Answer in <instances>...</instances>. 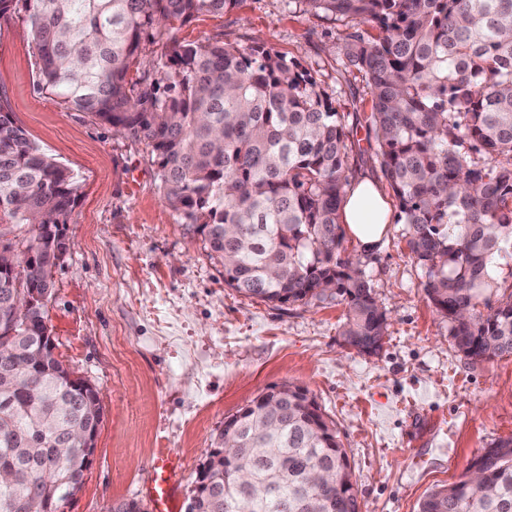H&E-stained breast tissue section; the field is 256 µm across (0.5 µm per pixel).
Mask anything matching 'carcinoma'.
<instances>
[{"label":"carcinoma","mask_w":512,"mask_h":512,"mask_svg":"<svg viewBox=\"0 0 512 512\" xmlns=\"http://www.w3.org/2000/svg\"><path fill=\"white\" fill-rule=\"evenodd\" d=\"M240 0H0L22 4L46 98L88 112L151 148L177 221L203 236L224 285L269 303L328 297L347 306L342 336L382 349L387 318L361 261L345 255L341 204L353 145L342 116L297 62L266 46L185 43L170 36L201 12ZM348 20L345 69L366 79L382 171L424 269L429 301L472 363L512 355V0H293ZM379 30L374 36L361 25ZM164 42L152 77L131 78L145 42ZM73 171L43 153L0 106V269L11 247L40 252L15 271L53 288L67 246L45 224H67ZM504 293L492 306L487 293ZM486 311H481L480 307ZM47 304L0 325V512H33L75 495L85 464L76 433L97 435V389L77 392L50 351L36 357ZM224 422L210 485L189 512H361L347 451L305 387L275 384ZM428 493L420 512H512V438Z\"/></svg>","instance_id":"1"}]
</instances>
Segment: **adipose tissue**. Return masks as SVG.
Returning <instances> with one entry per match:
<instances>
[{
	"label": "adipose tissue",
	"instance_id": "obj_1",
	"mask_svg": "<svg viewBox=\"0 0 512 512\" xmlns=\"http://www.w3.org/2000/svg\"><path fill=\"white\" fill-rule=\"evenodd\" d=\"M342 219L349 235L365 251L376 250L391 222V211L372 180L361 181L342 204Z\"/></svg>",
	"mask_w": 512,
	"mask_h": 512
}]
</instances>
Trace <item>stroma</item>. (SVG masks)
Listing matches in <instances>:
<instances>
[{
    "label": "stroma",
    "instance_id": "1",
    "mask_svg": "<svg viewBox=\"0 0 512 512\" xmlns=\"http://www.w3.org/2000/svg\"><path fill=\"white\" fill-rule=\"evenodd\" d=\"M345 21L291 0H241L176 27L179 41L264 45L299 62L344 114L353 177L393 199L375 157L365 81L341 70ZM20 14L0 21V104L78 182L68 253L47 304L55 354L96 387L103 420L81 490L59 512H110L140 496L152 460L179 454L186 512L197 469L224 422L271 384L308 388L339 432L362 512H418L432 488L457 480L486 448L512 437V355L476 364L458 353L447 318L423 288L405 226L359 257L387 331L378 355L347 347L345 305L274 306L225 287L193 226L177 223L149 148L97 117L46 100Z\"/></svg>",
    "mask_w": 512,
    "mask_h": 512
}]
</instances>
